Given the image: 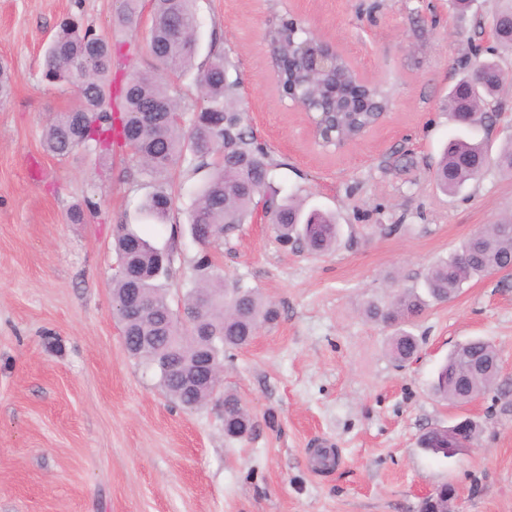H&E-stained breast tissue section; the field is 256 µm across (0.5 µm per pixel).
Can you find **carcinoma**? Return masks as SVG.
Masks as SVG:
<instances>
[{
	"label": "carcinoma",
	"instance_id": "1",
	"mask_svg": "<svg viewBox=\"0 0 512 512\" xmlns=\"http://www.w3.org/2000/svg\"><path fill=\"white\" fill-rule=\"evenodd\" d=\"M153 8L150 47L158 62L152 72H136L119 90L120 116L112 115V42L82 27L76 18L62 21L50 42L43 63V80L52 86H80L84 95L74 110L61 112L46 125L45 149L64 157L82 147L109 154L112 147H128L141 163V171L158 181L148 195L144 213L155 220L167 217L173 204L168 178L180 164L195 170L212 169L194 199L189 215L191 236L204 245H215L247 222L259 203L270 211L277 240L298 243L314 254L333 252L339 243L340 228L334 213L319 208L305 210L292 197L279 200L265 192L273 170L267 152L255 144L239 109L240 83L228 77L227 58L215 53L197 69L202 107L184 125L182 109L162 74H180L194 66L197 17L195 0H151ZM512 16V0H499L497 9L479 21L480 29L495 28L501 19ZM178 24L179 34L170 23ZM309 33L283 21L268 33L271 63L279 86L294 101L316 112L330 102L327 120L335 134L354 139L377 125L389 109L388 91L376 83L353 84L354 74L342 55L335 70L309 77L288 63V51H297ZM512 79V72L497 57L479 62L450 89L446 107L455 123L470 128L464 113L493 120L497 95ZM160 104L164 111L145 122V111ZM490 164L489 145L457 137L443 148L435 172L437 188L456 194L467 182L481 176ZM499 172L512 176V141L495 158ZM512 215H503L445 260L433 264L425 275V294L404 289L387 306L370 302L365 315L393 330L389 352L399 364L417 352L419 344L406 327L421 316L428 301H445L458 294L471 280L485 276L512 259ZM117 262L134 264L143 272L140 283L146 307L134 320L128 319L122 302L132 284L116 276L112 279L114 310L123 325L127 350L153 369L172 401L194 409L216 392L215 380L199 376L190 386L179 373L190 372L202 356L221 367L224 350L250 345L255 330L274 323L278 311L258 290L239 281L229 282L210 272L211 260L202 255L195 264L191 288L183 296L184 311L190 318L179 320L163 281L173 272L174 247L160 249L143 238L131 224L116 225ZM494 347L481 338L455 348L440 366L433 391L437 398L459 403L470 394L492 385L497 372L485 369L464 381L467 361L489 359ZM249 410L240 398L224 393V434L243 438L253 429ZM420 446L428 452L449 457L456 442L448 428H431ZM448 485L443 484L421 501L419 512H447Z\"/></svg>",
	"mask_w": 512,
	"mask_h": 512
}]
</instances>
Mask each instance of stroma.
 <instances>
[{"label": "stroma", "mask_w": 512, "mask_h": 512, "mask_svg": "<svg viewBox=\"0 0 512 512\" xmlns=\"http://www.w3.org/2000/svg\"><path fill=\"white\" fill-rule=\"evenodd\" d=\"M121 10V0H0V61L16 77L0 100V512H418L446 483L456 512H512V273L432 304L402 364L389 329L363 315L368 301L421 288L431 265L512 211V177L495 168L452 197L433 182L460 134L445 96L488 55L473 14H452L448 0H197L195 61L227 55L245 123L275 163L272 190L337 216L336 250L315 256L252 220L204 249L188 215L206 174L190 166L173 171L174 204L157 224L141 218L153 184L132 151L44 150L48 118L77 103L42 80L62 18L111 39L116 79L156 68L150 0L136 29L120 25ZM289 19L391 92L383 121L346 150L317 145L276 81L266 32ZM77 204L84 221L73 224ZM119 224L174 245L173 308L206 253L213 274L279 311L250 346L225 352L222 392L202 407L177 406L125 347L112 302ZM474 337L498 354L495 384L466 405L439 401V364ZM226 391L253 415L246 438L224 435ZM460 417L479 427L470 447L450 458L421 449L424 432ZM321 448L334 450L333 469L317 468Z\"/></svg>", "instance_id": "stroma-1"}]
</instances>
